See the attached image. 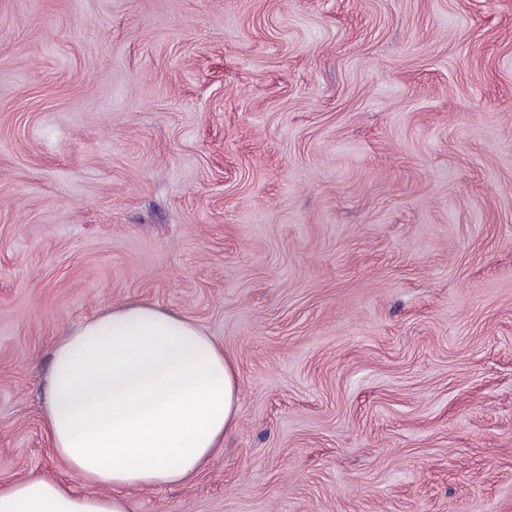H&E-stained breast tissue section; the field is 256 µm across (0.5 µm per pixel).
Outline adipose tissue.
<instances>
[{
    "label": "adipose tissue",
    "mask_w": 512,
    "mask_h": 512,
    "mask_svg": "<svg viewBox=\"0 0 512 512\" xmlns=\"http://www.w3.org/2000/svg\"><path fill=\"white\" fill-rule=\"evenodd\" d=\"M239 395L234 361L192 320L107 307L55 343L43 409L53 452L97 493L28 478L0 489V512H126L129 491L186 483L236 427Z\"/></svg>",
    "instance_id": "ef3b65f1"
}]
</instances>
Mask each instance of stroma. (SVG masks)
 Masks as SVG:
<instances>
[{
  "instance_id": "35a3bbf8",
  "label": "stroma",
  "mask_w": 512,
  "mask_h": 512,
  "mask_svg": "<svg viewBox=\"0 0 512 512\" xmlns=\"http://www.w3.org/2000/svg\"><path fill=\"white\" fill-rule=\"evenodd\" d=\"M125 301L241 386L128 512H512V0H0V486Z\"/></svg>"
}]
</instances>
